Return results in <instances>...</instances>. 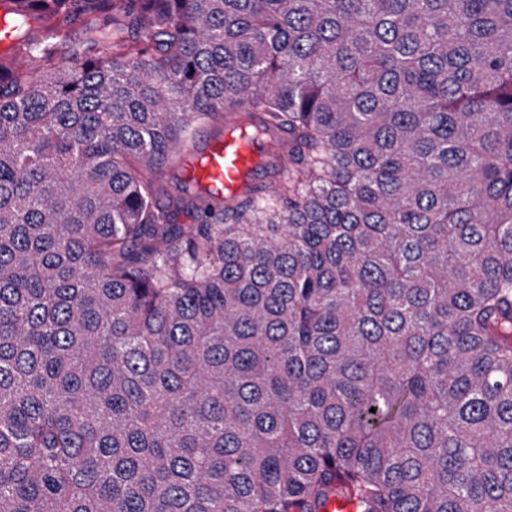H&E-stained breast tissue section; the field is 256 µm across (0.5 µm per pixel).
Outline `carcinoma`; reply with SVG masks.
<instances>
[{
    "label": "carcinoma",
    "instance_id": "cac0c4a2",
    "mask_svg": "<svg viewBox=\"0 0 512 512\" xmlns=\"http://www.w3.org/2000/svg\"><path fill=\"white\" fill-rule=\"evenodd\" d=\"M29 8L0 512H512V0ZM256 112L276 187L203 202L194 126ZM74 29L72 44L66 52L57 57V63L60 66L75 67L80 62L83 40L85 38L84 31L81 28L80 22L74 25Z\"/></svg>",
    "mask_w": 512,
    "mask_h": 512
}]
</instances>
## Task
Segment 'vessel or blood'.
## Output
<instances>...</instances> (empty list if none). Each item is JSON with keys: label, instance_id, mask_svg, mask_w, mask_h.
I'll use <instances>...</instances> for the list:
<instances>
[{"label": "vessel or blood", "instance_id": "b4317fda", "mask_svg": "<svg viewBox=\"0 0 512 512\" xmlns=\"http://www.w3.org/2000/svg\"><path fill=\"white\" fill-rule=\"evenodd\" d=\"M18 0H0V55L15 53L22 40L13 21ZM281 152L266 132L230 126L223 135L194 142L181 167L183 180L205 195L221 199L246 195L251 185L272 184L271 165Z\"/></svg>", "mask_w": 512, "mask_h": 512}]
</instances>
